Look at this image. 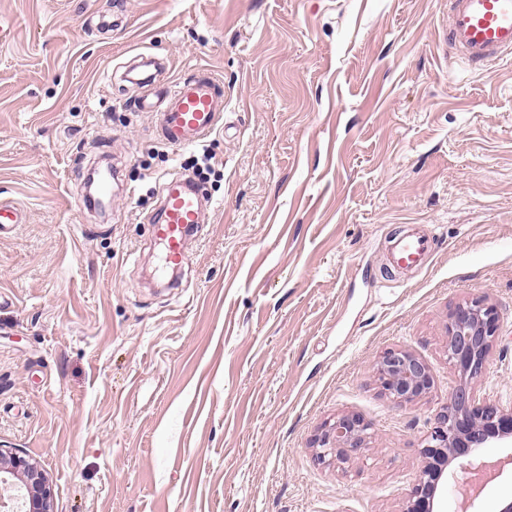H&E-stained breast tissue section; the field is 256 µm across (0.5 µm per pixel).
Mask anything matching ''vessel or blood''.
<instances>
[{
    "label": "vessel or blood",
    "mask_w": 512,
    "mask_h": 512,
    "mask_svg": "<svg viewBox=\"0 0 512 512\" xmlns=\"http://www.w3.org/2000/svg\"><path fill=\"white\" fill-rule=\"evenodd\" d=\"M448 53L469 67L487 66L512 54V0H448L444 31ZM142 95L134 98L137 111L155 116L158 137L175 149L200 143L224 120V96L211 74L183 77L163 96L153 91L152 77L141 80ZM201 195L196 187L177 180L166 186L152 236L162 247L163 263L177 268L185 260L184 242L202 221ZM433 240L419 225H407L386 244L387 261L397 272L413 270L431 256Z\"/></svg>",
    "instance_id": "vessel-or-blood-1"
}]
</instances>
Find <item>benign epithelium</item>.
<instances>
[{"label":"benign epithelium","instance_id":"benign-epithelium-1","mask_svg":"<svg viewBox=\"0 0 512 512\" xmlns=\"http://www.w3.org/2000/svg\"><path fill=\"white\" fill-rule=\"evenodd\" d=\"M499 312L483 296L457 304L448 314V361L461 376L448 403L434 417L423 448L425 464L402 512H434L440 481L453 460L467 461L478 448L512 441V403L477 394L473 382L487 370L497 336ZM385 394L397 405L431 392L428 363L407 348H390L374 364ZM368 424L355 413L343 414L315 436L316 459L337 466L354 461L365 447ZM0 512H53V494L37 463L0 448Z\"/></svg>","mask_w":512,"mask_h":512}]
</instances>
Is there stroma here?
<instances>
[{"label": "stroma", "mask_w": 512, "mask_h": 512, "mask_svg": "<svg viewBox=\"0 0 512 512\" xmlns=\"http://www.w3.org/2000/svg\"><path fill=\"white\" fill-rule=\"evenodd\" d=\"M448 0H0V446L38 462L54 512H400L459 375L455 304L500 313L479 393L512 400V56L446 53ZM166 90L206 70L224 122L176 150L131 67ZM213 159L200 172L202 150ZM112 204L82 207L91 168ZM214 207L188 262L159 271L164 182ZM427 265L387 271L402 225ZM423 357L434 387L398 406L373 365ZM369 426L351 465L312 441ZM512 444L481 494L451 462L437 512L512 498ZM368 424L355 413L336 417L315 436L312 448L319 462L336 463L341 467L354 461L365 448Z\"/></svg>", "instance_id": "obj_1"}]
</instances>
